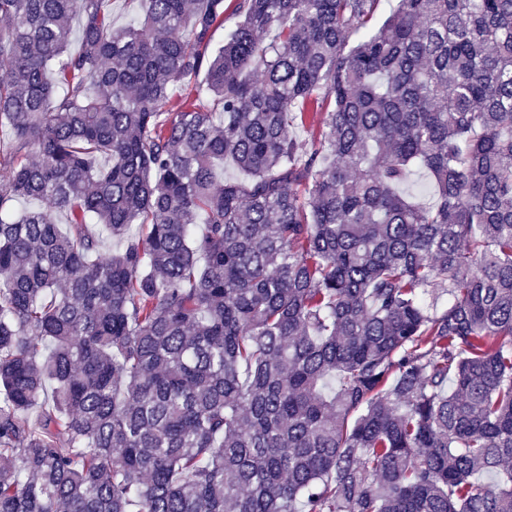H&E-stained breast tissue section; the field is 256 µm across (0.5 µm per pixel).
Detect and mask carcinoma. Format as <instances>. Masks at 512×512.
<instances>
[{
	"instance_id": "cac0c4a2",
	"label": "carcinoma",
	"mask_w": 512,
	"mask_h": 512,
	"mask_svg": "<svg viewBox=\"0 0 512 512\" xmlns=\"http://www.w3.org/2000/svg\"><path fill=\"white\" fill-rule=\"evenodd\" d=\"M111 2L0 0V512H512V0ZM142 0H112V23L116 27L138 19L143 13Z\"/></svg>"
}]
</instances>
